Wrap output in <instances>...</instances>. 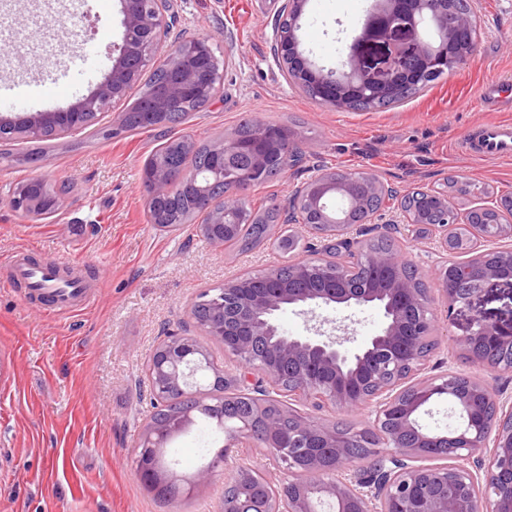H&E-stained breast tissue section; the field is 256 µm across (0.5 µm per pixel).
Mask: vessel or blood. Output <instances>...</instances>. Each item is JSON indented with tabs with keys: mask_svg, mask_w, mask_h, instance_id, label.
<instances>
[{
	"mask_svg": "<svg viewBox=\"0 0 512 512\" xmlns=\"http://www.w3.org/2000/svg\"><path fill=\"white\" fill-rule=\"evenodd\" d=\"M466 153L496 159L512 158V123L501 121L481 127L477 133L464 142ZM8 265L14 277L28 285L30 297L47 299L50 313L75 312L86 308L90 302L89 288L77 274L62 277V265L49 261L32 264L23 254L12 255Z\"/></svg>",
	"mask_w": 512,
	"mask_h": 512,
	"instance_id": "obj_1",
	"label": "vessel or blood"
}]
</instances>
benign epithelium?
<instances>
[{
	"label": "benign epithelium",
	"mask_w": 512,
	"mask_h": 512,
	"mask_svg": "<svg viewBox=\"0 0 512 512\" xmlns=\"http://www.w3.org/2000/svg\"><path fill=\"white\" fill-rule=\"evenodd\" d=\"M122 43L112 49V68L91 94L56 112L25 116L0 115V134L40 135L46 128L71 131L84 125L90 114L108 111L137 81L142 69L153 66L168 74L156 91L145 97V112H175L185 103L207 104L223 79L220 61L207 37H178L160 56L152 50L169 29L167 0H119ZM371 0L361 34L341 54L336 65L319 67L299 50L297 21L307 0H288L285 18L273 35L274 58L287 80L315 90L313 99L338 109L359 104L394 102L466 63L474 54L473 38L478 0ZM247 149L234 137L216 139L208 167H174L159 162L143 171L148 211H153L177 189L199 190L197 209L209 216L201 233L215 245L227 238L246 214L248 191L256 178L224 189L219 197L207 182L223 180L224 169L247 152L254 175L265 170L267 125L257 120ZM283 170L301 168L307 150L286 143ZM49 179L36 177L12 190L9 207L28 216H47L56 198L48 192ZM341 192L342 208L330 205ZM431 208L410 210L398 205L400 223L411 227L417 239L435 242L445 253L467 250L465 262H450L437 269L448 315L455 306L480 295L495 282H512V198L486 201L463 213L451 204L448 193L421 190ZM396 192L375 174L351 178L336 189L335 174L317 170L292 194L301 224L320 240L332 241L342 260L316 256V248L289 265L288 282L277 270L256 278L240 277L224 282V288L208 299L209 337L235 357L240 373L212 368L209 389L189 380V369L209 361L207 349L196 336L184 333L165 337L147 365L150 390L157 405L177 394L189 402L178 420L144 427L138 448L139 472L149 487L159 483L142 459L144 449L163 453L172 437L192 420L197 408H217L210 400L245 388L249 376L259 373L267 386L260 395L276 400L288 391V400L305 401L315 409L332 406L340 411L366 415V429L381 437L385 448L374 449L369 467L353 468L354 449L366 445L363 436L344 435L332 425L287 406L294 427L283 435L277 416H263L257 434L247 419L227 434V448H261L266 456L292 473V479L276 484L251 466L239 465L235 474H255L266 496L232 495L224 486L222 512H512V391L500 383L512 376V325L503 327L474 316L466 334L455 340L457 351L473 364L484 363L483 351H503L494 368V382L462 378L448 358L431 361L424 352L431 342L434 324L428 286L408 253L401 249L375 250L371 239L353 238L357 225L349 223L354 210L374 216L386 210L384 203ZM315 211L320 221L311 224L305 215ZM387 269L392 278L372 287L351 280L353 267ZM336 307L376 306L383 312L379 332L361 350L344 347L345 339L325 336H291L278 325L280 312L310 305ZM445 396L456 423L446 434H435L419 422L421 410L433 397Z\"/></svg>",
	"instance_id": "benign-epithelium-1"
}]
</instances>
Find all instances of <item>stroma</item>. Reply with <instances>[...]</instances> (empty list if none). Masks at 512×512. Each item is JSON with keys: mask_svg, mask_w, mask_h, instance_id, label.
<instances>
[{"mask_svg": "<svg viewBox=\"0 0 512 512\" xmlns=\"http://www.w3.org/2000/svg\"><path fill=\"white\" fill-rule=\"evenodd\" d=\"M286 0H170L174 34L209 38L224 60L219 94L182 125L160 134H113L138 87L100 116L92 130L61 136L48 164L0 161V194L37 175L66 181L71 191L56 213L36 220L0 203V512H220L224 481L245 462L273 481L291 474L257 448H233L210 484L191 499L164 501L148 491L136 464L137 444L152 407L146 365L165 336L192 323L187 306L225 280L289 265L294 253L273 242L251 250L219 247L196 224H151L142 170L163 139L194 144L233 135L259 118L287 125L312 152L315 168L372 172L402 190L440 185L454 177L468 193H451L464 209L484 198L512 196V159L466 154L462 146L480 125L512 121V99L487 107L482 92L512 82V0H480L477 48L464 65L389 109L359 112L314 102L293 87L272 51L273 30ZM369 0H308L300 48L316 63L334 65L352 43L353 19ZM118 0H0V114L47 111L41 95L74 104L105 78L120 43ZM397 240L429 274L440 347L465 335L469 318L512 323V285L490 286L471 306L447 314L433 274L440 265L432 242ZM32 260L76 269L94 298L79 312L45 317L26 298L6 260L18 250ZM342 325L350 344L363 346L381 328L374 306L325 309L316 318L287 310L281 330L309 336L316 319ZM224 443L201 422L176 437L165 455L180 475L200 469Z\"/></svg>", "mask_w": 512, "mask_h": 512, "instance_id": "obj_1", "label": "stroma"}]
</instances>
